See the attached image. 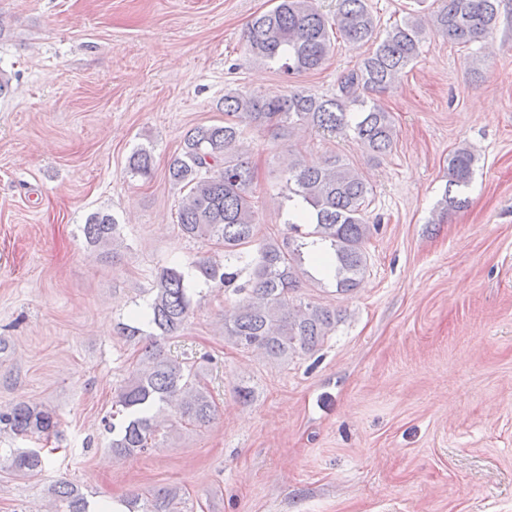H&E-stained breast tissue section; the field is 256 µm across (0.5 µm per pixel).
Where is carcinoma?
<instances>
[{
	"mask_svg": "<svg viewBox=\"0 0 512 512\" xmlns=\"http://www.w3.org/2000/svg\"><path fill=\"white\" fill-rule=\"evenodd\" d=\"M500 0H440L429 21L415 16L391 26L383 38L376 34V20L367 0H336L333 20L318 9L315 0H276V5L254 16L245 31L246 53L281 72L296 75L321 68L332 47L334 34L353 47L375 39V50L340 80L339 94L319 97L294 92L278 98L238 92L224 94V122L197 126L185 135L180 150L168 161L171 182L187 190L178 210L177 227L191 239L211 241L224 249L221 261L203 259L196 268L204 279L224 291V338L244 350L270 358L311 353L336 328V310L307 302L301 297L298 265L302 248L286 236L256 241L257 212L250 185L253 172L243 158L244 125L291 132L312 126L330 132L351 131L362 147L380 156L392 149L396 129L393 115L374 96L386 92L420 55L427 31L467 45L491 33L497 26ZM476 162L467 147L448 159V185L440 215L468 206L461 189L469 186ZM129 172L142 178L154 170L152 151L139 147L128 158ZM288 198L297 197L307 213L288 225L329 245L325 263L332 268L336 293L355 291L367 269V243L371 227L368 208L373 188L339 156L323 165L288 161ZM83 233L97 247L117 243L119 224L106 213L90 214ZM258 243L256 251L246 247ZM247 279H242L243 273ZM151 297L142 316L117 325L119 336L142 344L135 366L116 392V422L112 431V455L131 456L156 447L164 437L186 424L209 425L216 405L208 389L198 381L188 362L168 356L161 340L176 335L192 313V297L183 271L164 267L150 288ZM144 320L151 332L135 325ZM55 411L20 401L0 410V433L15 438L50 439L59 434ZM10 468L23 476L40 474L47 462L42 448L10 451ZM58 512H86L87 500L71 485L61 482L52 489ZM181 488L166 487L143 499L126 501L128 512H183Z\"/></svg>",
	"mask_w": 512,
	"mask_h": 512,
	"instance_id": "carcinoma-1",
	"label": "carcinoma"
}]
</instances>
